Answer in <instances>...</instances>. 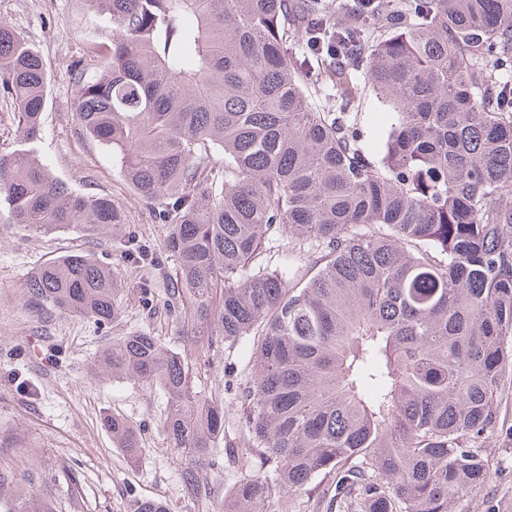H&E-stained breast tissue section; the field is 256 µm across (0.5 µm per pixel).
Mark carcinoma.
Segmentation results:
<instances>
[{
	"instance_id": "carcinoma-1",
	"label": "carcinoma",
	"mask_w": 512,
	"mask_h": 512,
	"mask_svg": "<svg viewBox=\"0 0 512 512\" xmlns=\"http://www.w3.org/2000/svg\"><path fill=\"white\" fill-rule=\"evenodd\" d=\"M87 2L114 35L74 64L80 129L169 225V311L198 322V364L253 342L241 459L259 468L222 512H264L328 477L336 512H448L488 476L512 370V0H350L341 29L326 0ZM47 88L39 54L0 27V89L20 130L0 155L10 223H126L36 155ZM370 91L393 115L376 159L351 121ZM279 232L324 262L287 279L262 267ZM26 288L32 304L100 325L118 314L110 268L82 252L39 266ZM98 365L163 389L180 456L218 453L224 410L196 390L185 354L139 333ZM104 425L138 462L134 428ZM182 479L212 498L208 473L191 465ZM12 512L51 510L20 489ZM132 512L167 508L139 499Z\"/></svg>"
}]
</instances>
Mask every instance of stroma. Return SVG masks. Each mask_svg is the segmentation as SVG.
I'll use <instances>...</instances> for the list:
<instances>
[{
	"mask_svg": "<svg viewBox=\"0 0 512 512\" xmlns=\"http://www.w3.org/2000/svg\"><path fill=\"white\" fill-rule=\"evenodd\" d=\"M0 27L19 33L41 56L48 93L37 154L75 192L106 196L127 216L106 234L72 226L36 234L9 221L0 208V469L14 485L32 486L55 512H128L133 499L157 498L168 512H212L220 499H197L181 478L184 462L170 448L164 429L169 403L146 381L112 379L96 371L99 353L123 336L145 331L178 351L191 348L190 315L170 314L167 281L177 261L166 246L167 228L122 180L111 152L79 133L73 64L88 44L112 38V24L87 0H0ZM387 106L366 96L352 121L368 154H376L389 123ZM136 236L159 265L136 263L124 251ZM83 252L107 262L122 289L117 317L107 325L27 300L33 269ZM319 254L294 250L273 235L263 264L282 275L307 269ZM153 301L144 308L142 286ZM256 357L249 340L222 348L215 364L193 369L196 387L224 409L220 448H239L245 430L243 390L250 386ZM119 416L138 432L143 454L130 464L112 440L104 417ZM497 430L484 445L489 476L451 505L452 512H512V376L498 401ZM74 465L66 472L64 464ZM327 484L287 494L268 512H329Z\"/></svg>",
	"mask_w": 512,
	"mask_h": 512,
	"instance_id": "obj_1",
	"label": "stroma"
}]
</instances>
